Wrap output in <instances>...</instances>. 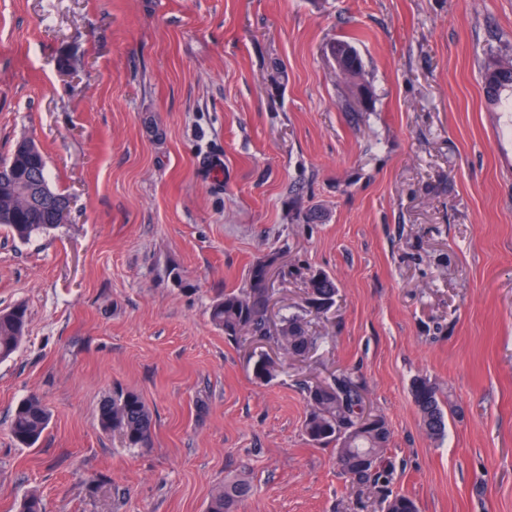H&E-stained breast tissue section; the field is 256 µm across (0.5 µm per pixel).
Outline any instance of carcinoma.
Wrapping results in <instances>:
<instances>
[{"instance_id":"carcinoma-1","label":"carcinoma","mask_w":512,"mask_h":512,"mask_svg":"<svg viewBox=\"0 0 512 512\" xmlns=\"http://www.w3.org/2000/svg\"><path fill=\"white\" fill-rule=\"evenodd\" d=\"M332 49L346 54L336 77L351 89L352 96L345 101V108L352 110L358 101V92L369 90L364 66L349 41L338 39ZM483 78L491 100H500L504 91L512 93V59L490 54L484 64ZM0 169L6 173V177L0 179V227L7 228L13 238L21 242H29L55 228L54 208L32 204L24 192L25 186L45 181L53 201L66 198L50 185L42 151L34 144L20 142L0 160ZM276 260L277 255L272 253L253 263L247 271V286L237 291H224V295L212 304L210 319L229 339L258 336L272 341L292 356L303 355L317 342L303 317H285L274 330L267 325L266 306L272 289L265 285V267L275 264ZM305 278L310 292L307 306L318 313L332 306L337 293L334 278L312 270L305 273ZM27 324L23 306L0 309V362L18 351ZM278 368L274 359L261 357L253 364V376L265 383L276 375ZM304 391L309 410L303 431L308 441L314 445L336 444V456L343 472L369 486L377 494L383 512H418L414 499L388 489L386 450L390 429L386 420L372 413L367 406L360 382L349 374H339L322 383L307 384ZM411 397L420 412L426 434L432 439L442 438L447 422L436 386L430 380L418 377L412 383ZM97 419L101 430L118 434L125 447H150L153 418L138 393L116 388L112 396L100 403ZM49 422L50 413L43 400L31 394L17 406L11 419V433L21 446L31 448L40 440ZM250 492L251 485L246 479H227L211 493L207 512H238Z\"/></svg>"}]
</instances>
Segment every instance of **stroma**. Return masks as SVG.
<instances>
[{
	"instance_id": "obj_1",
	"label": "stroma",
	"mask_w": 512,
	"mask_h": 512,
	"mask_svg": "<svg viewBox=\"0 0 512 512\" xmlns=\"http://www.w3.org/2000/svg\"><path fill=\"white\" fill-rule=\"evenodd\" d=\"M339 39L368 111L344 109ZM490 51L512 55V0H0V157L35 141L70 200L30 243L0 228V308L28 314L0 363V512L32 492L46 512H206L233 477L239 512H377L303 433L304 384L342 372L419 512H512V112L487 101ZM270 253L272 324L302 314L318 338L302 358L209 318ZM307 268L336 281L325 312ZM117 385L151 447L99 428ZM32 393L51 419L24 448L9 424ZM331 47L334 49L335 53L338 51L340 55L344 54L345 51H350V54L346 55L343 59L341 69H336V77L348 85L352 92L351 99L345 100V109L354 110L356 112L354 105L357 101L360 103L357 96L358 92L361 90H365L368 93L370 92L362 60L354 46L345 39L336 40ZM411 397L420 412L426 434L432 439L442 438L447 422L436 386L427 378L418 377L412 383Z\"/></svg>"
}]
</instances>
